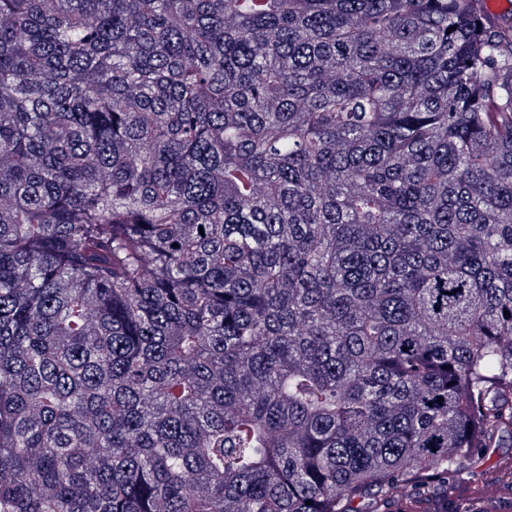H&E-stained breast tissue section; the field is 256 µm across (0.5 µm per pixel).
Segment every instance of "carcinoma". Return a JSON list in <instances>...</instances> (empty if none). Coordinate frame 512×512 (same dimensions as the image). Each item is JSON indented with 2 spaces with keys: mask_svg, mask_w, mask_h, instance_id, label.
<instances>
[{
  "mask_svg": "<svg viewBox=\"0 0 512 512\" xmlns=\"http://www.w3.org/2000/svg\"><path fill=\"white\" fill-rule=\"evenodd\" d=\"M505 435L512 15L0 0V512H386Z\"/></svg>",
  "mask_w": 512,
  "mask_h": 512,
  "instance_id": "carcinoma-1",
  "label": "carcinoma"
}]
</instances>
